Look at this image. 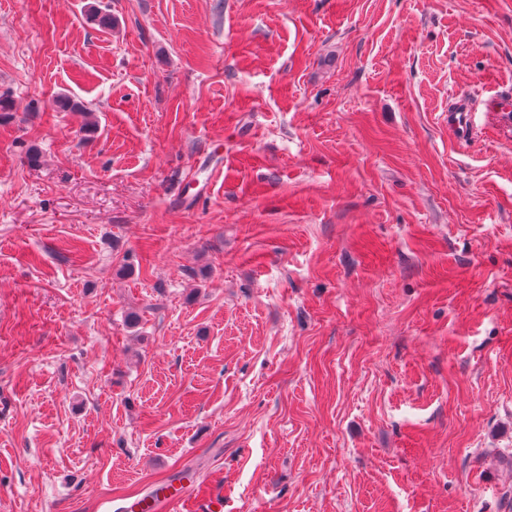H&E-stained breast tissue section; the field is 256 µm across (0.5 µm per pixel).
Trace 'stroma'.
Masks as SVG:
<instances>
[{"instance_id": "35a3bbf8", "label": "stroma", "mask_w": 512, "mask_h": 512, "mask_svg": "<svg viewBox=\"0 0 512 512\" xmlns=\"http://www.w3.org/2000/svg\"><path fill=\"white\" fill-rule=\"evenodd\" d=\"M508 90L512 0H0V512H512ZM445 119L448 121L449 133L460 145L468 144L480 132L474 123L473 112L470 108L448 111V115L445 114ZM190 499V491L187 486H180L163 495H147L140 499L138 503L143 502L145 512H176L184 506Z\"/></svg>"}]
</instances>
